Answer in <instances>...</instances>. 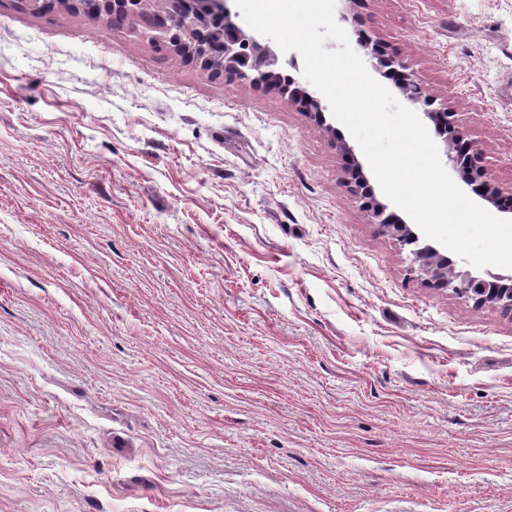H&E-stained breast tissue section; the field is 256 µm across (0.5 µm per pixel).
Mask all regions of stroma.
<instances>
[{
	"mask_svg": "<svg viewBox=\"0 0 512 512\" xmlns=\"http://www.w3.org/2000/svg\"><path fill=\"white\" fill-rule=\"evenodd\" d=\"M512 190V0H335ZM341 123L144 19L0 0V512H512V316L411 272ZM344 156L347 160L344 169L346 186L354 197L362 201L364 208L376 221L374 223L382 224L403 247L409 246L412 241L419 242L418 235L401 217L394 212L387 213L388 205L377 199L375 189L365 175L362 164L348 145L344 147Z\"/></svg>",
	"mask_w": 512,
	"mask_h": 512,
	"instance_id": "obj_1",
	"label": "stroma"
}]
</instances>
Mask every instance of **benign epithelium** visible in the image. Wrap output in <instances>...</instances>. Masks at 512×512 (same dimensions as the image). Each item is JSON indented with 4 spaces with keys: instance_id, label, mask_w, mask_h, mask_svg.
<instances>
[{
    "instance_id": "7a95c632",
    "label": "benign epithelium",
    "mask_w": 512,
    "mask_h": 512,
    "mask_svg": "<svg viewBox=\"0 0 512 512\" xmlns=\"http://www.w3.org/2000/svg\"><path fill=\"white\" fill-rule=\"evenodd\" d=\"M97 15L111 18L118 11L130 15L138 14L163 36H169L170 43L181 50L194 54L200 64L216 72L232 71L256 86L267 90L277 89V82L283 74L276 68L275 56L269 54L251 29L239 20L228 24L229 35L224 38V61L216 66L196 41V32L201 21L197 18L185 20L181 32L170 34L163 24L164 16L156 13L159 0H98ZM358 45L365 56L374 61L380 71L395 77V85L412 103L423 107L424 117L433 125L436 135L445 145V153L459 178L470 187L471 192L486 201L499 212L512 213V193L503 194L493 187L487 172L479 166L480 156L475 142L454 119V113L446 107L435 106V99L425 93L413 73L399 62L387 48L362 34ZM288 97L304 108L308 115L323 120L324 106L317 93L308 86L292 79L288 81ZM346 167L344 179L354 197L362 201L364 208L376 223L387 229L390 235L403 247L419 241L418 235L396 213L388 211V205L379 201L375 189L364 173V169L350 146L344 147ZM411 270L426 277L441 288L451 289L460 298L472 303L476 309L492 306L512 314V288H485L487 279L472 273H456L448 269V258L429 244L415 251Z\"/></svg>"
}]
</instances>
